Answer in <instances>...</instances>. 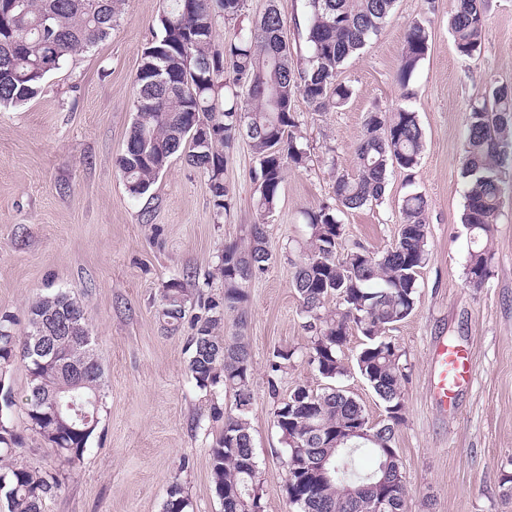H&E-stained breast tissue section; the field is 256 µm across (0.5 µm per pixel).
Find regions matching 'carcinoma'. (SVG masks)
Returning <instances> with one entry per match:
<instances>
[{
  "label": "carcinoma",
  "mask_w": 512,
  "mask_h": 512,
  "mask_svg": "<svg viewBox=\"0 0 512 512\" xmlns=\"http://www.w3.org/2000/svg\"><path fill=\"white\" fill-rule=\"evenodd\" d=\"M0 12V107L19 106L36 98L46 78L69 59L105 40L122 14L123 0H14ZM397 0H306L305 44L308 54L282 47L284 19L277 0H266L261 16L243 27L245 0H166L158 31L142 50L134 80L135 118L124 152L117 158L127 193L146 195L175 155L208 177L215 215L230 210L231 188L224 182L230 150L247 135L257 160L254 208L246 245H224L217 271L224 279L220 298L198 299L191 319L188 370L197 387L232 392L235 412L224 413L217 402L211 418L224 420L210 452L212 489L223 512H264L256 483L249 409L252 404V361L244 336H224V314L247 301L244 284L263 273L271 261L266 220L280 201L285 170L308 165L310 153L294 101L302 97L315 112L343 107L350 86L339 81L346 64L378 37L394 13ZM486 0H451L448 29L456 53L472 58L485 36ZM233 26V34L215 46L217 19ZM431 31L421 22L410 25L402 49L398 81L407 85L425 59ZM462 177L466 183L462 223L472 225L466 282L479 288L491 259L487 244L502 206L505 163L512 160V86L495 85L465 114ZM418 112L368 113L356 147L358 171L336 174L335 203L303 212L309 229L306 251L290 271L306 329L312 333L308 364L330 381L322 391L296 387L277 403L273 415L285 446L290 503L300 512H366L375 497L371 484L388 463L391 496L384 512H405L408 487L403 461L394 448L403 421L405 367L402 354L385 330L412 314L418 277L428 258L427 199L406 195L400 207L397 239L383 253L359 243L346 245L340 215L380 202L388 175L411 172L424 150ZM334 305H329V302ZM188 291L173 279L161 292L159 315L171 329L186 317ZM75 319L90 332L84 309L63 292L37 296L28 308V328L16 335L13 316L0 314V364L20 359L28 375L23 402L27 423L67 464L83 459L95 429L47 412L43 396L59 393L64 401L84 405L95 421L103 404L104 371L95 343L83 337L64 342L71 365L92 364L82 385L74 388L63 372L46 363L39 336ZM365 338L356 368L382 403L385 418L372 425L364 406L332 382L347 375L343 351L352 332ZM294 352L277 349L268 363V385L277 395L278 375ZM11 392L0 395V512H42L45 501L61 488L60 480L18 462L21 436L12 420ZM351 423L369 429L375 441L337 440L336 430ZM327 460L331 479L298 489V472ZM362 488L360 499L345 486ZM181 485L169 486L163 512H186Z\"/></svg>",
  "instance_id": "carcinoma-1"
}]
</instances>
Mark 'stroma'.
Listing matches in <instances>:
<instances>
[{"label": "stroma", "mask_w": 512, "mask_h": 512, "mask_svg": "<svg viewBox=\"0 0 512 512\" xmlns=\"http://www.w3.org/2000/svg\"><path fill=\"white\" fill-rule=\"evenodd\" d=\"M448 0L429 14L423 0H397L381 35L341 75L353 96L341 109L295 110L309 140L308 167L287 170L280 202L267 224L272 260L246 285L243 314L224 316L225 334L244 332L253 362L249 414L264 512H296L284 491V445L273 421L276 399L296 386L326 385L307 363L310 334L290 282L292 261L307 238L301 213L332 201L337 173L356 174V146L367 112L415 110L425 148L413 173L391 172L381 205L342 214L347 243L382 252L395 242L402 198L428 202V259L412 314L388 330L399 346L406 379L404 420L395 433L407 485V512H512L501 477L512 471V172L490 242L482 288L467 285L471 249L462 222L460 176L464 113L492 85L512 84V0H490L480 55L460 57L448 31ZM162 0H124L109 38L50 76L42 93L18 107H0V314L28 327L38 295L63 291L93 328L104 367L99 423L83 462H61L15 407L21 459L56 474L62 487L44 512H162L171 483H180L188 512H222L209 477V454L222 425L188 373L190 321L167 330L160 293L173 279L190 293L218 296L217 264L229 242L246 243L256 220V158L239 139L224 168L234 201L215 217L207 178L174 159L150 193L135 199L115 165L135 115L134 80ZM427 24L431 42L409 85L396 74L408 27ZM472 351L469 380L441 408L432 388V356L441 341ZM362 343L353 334L343 353L350 371L338 384L378 423L383 406L354 371ZM293 351L270 396L274 349ZM188 460L180 468V460Z\"/></svg>", "instance_id": "stroma-1"}]
</instances>
